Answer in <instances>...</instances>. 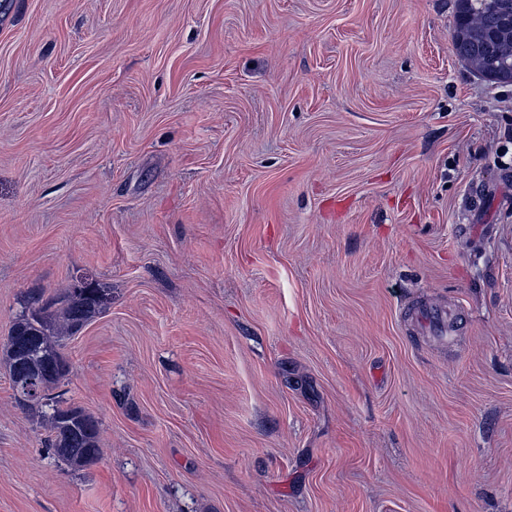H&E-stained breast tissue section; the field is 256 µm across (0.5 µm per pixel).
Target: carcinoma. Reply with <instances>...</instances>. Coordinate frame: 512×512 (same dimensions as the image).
<instances>
[{
    "mask_svg": "<svg viewBox=\"0 0 512 512\" xmlns=\"http://www.w3.org/2000/svg\"><path fill=\"white\" fill-rule=\"evenodd\" d=\"M456 24L453 51L491 85H512V0H455ZM96 290L78 293L69 288L44 305L24 313L18 320L31 334L16 335L17 352L3 351V360L14 380L23 370L41 371L38 409L49 423L46 447L74 468L83 467L101 455L100 423L79 406L61 408L53 390L64 376L57 367H70L63 348L66 339L98 315L103 306Z\"/></svg>",
    "mask_w": 512,
    "mask_h": 512,
    "instance_id": "carcinoma-1",
    "label": "carcinoma"
}]
</instances>
